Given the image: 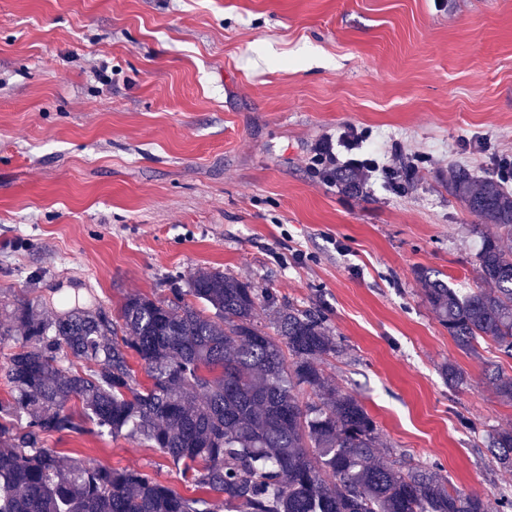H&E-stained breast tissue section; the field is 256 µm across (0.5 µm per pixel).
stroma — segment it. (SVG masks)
I'll return each mask as SVG.
<instances>
[{"instance_id": "obj_1", "label": "stroma", "mask_w": 512, "mask_h": 512, "mask_svg": "<svg viewBox=\"0 0 512 512\" xmlns=\"http://www.w3.org/2000/svg\"><path fill=\"white\" fill-rule=\"evenodd\" d=\"M353 125L391 161L348 194L311 167ZM512 159V0H0V300L64 298L119 318L127 295L220 269L324 309L321 367L382 447L480 495L512 487L485 441L512 358L457 347L418 270L481 287L485 227L450 165ZM466 382L448 386L445 364ZM50 447L185 485L128 438Z\"/></svg>"}]
</instances>
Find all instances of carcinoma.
I'll use <instances>...</instances> for the list:
<instances>
[{
    "label": "carcinoma",
    "mask_w": 512,
    "mask_h": 512,
    "mask_svg": "<svg viewBox=\"0 0 512 512\" xmlns=\"http://www.w3.org/2000/svg\"><path fill=\"white\" fill-rule=\"evenodd\" d=\"M448 192L491 228L476 254L487 287L461 293L420 270L425 298L461 350L490 339L512 358V191L452 166ZM3 311L0 344L14 346L0 413L24 423L0 422V512H215L214 495L236 512H487L482 497L442 483L436 462L380 461L375 421L319 366L336 352L325 316L269 288L204 270L164 299L127 297L116 322L78 302ZM486 379L512 402V377L496 368ZM65 432L136 440L193 495L47 445ZM486 448L512 470V429Z\"/></svg>",
    "instance_id": "carcinoma-1"
}]
</instances>
